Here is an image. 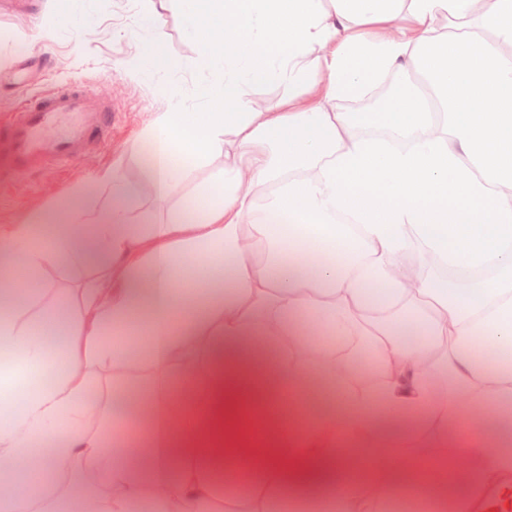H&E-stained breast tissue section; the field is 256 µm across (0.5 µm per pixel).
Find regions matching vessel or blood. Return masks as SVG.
<instances>
[{
  "label": "vessel or blood",
  "mask_w": 512,
  "mask_h": 512,
  "mask_svg": "<svg viewBox=\"0 0 512 512\" xmlns=\"http://www.w3.org/2000/svg\"><path fill=\"white\" fill-rule=\"evenodd\" d=\"M87 91L77 86L23 102L13 114L0 118V152L15 178L33 171L78 161L96 136L111 131L116 115L109 108L86 106ZM476 512H512V484L484 491Z\"/></svg>",
  "instance_id": "1"
}]
</instances>
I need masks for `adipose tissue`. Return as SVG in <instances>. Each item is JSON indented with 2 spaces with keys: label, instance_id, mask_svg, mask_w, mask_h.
<instances>
[{
  "label": "adipose tissue",
  "instance_id": "ef3b65f1",
  "mask_svg": "<svg viewBox=\"0 0 512 512\" xmlns=\"http://www.w3.org/2000/svg\"><path fill=\"white\" fill-rule=\"evenodd\" d=\"M176 1L216 81L170 96L208 111L156 113L138 180L117 162L98 176L111 207L0 226V266L24 277L98 265L75 320L0 290V512H76L90 483L93 512H454L512 474V0H153L143 25ZM402 15L393 38L362 30ZM391 74L372 115L245 97L322 77L347 101ZM214 158L189 212L129 223L125 200L167 198ZM338 336L366 340L380 390L355 389ZM105 371L135 390L131 434L109 436L110 400L88 401ZM290 89L288 84H266L258 85L247 89L246 98L254 105L261 101L264 106L261 108L264 112H285L288 111V105L284 101L288 98Z\"/></svg>",
  "mask_w": 512,
  "mask_h": 512
}]
</instances>
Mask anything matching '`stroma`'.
Returning a JSON list of instances; mask_svg holds the SVG:
<instances>
[{
    "label": "stroma",
    "instance_id": "1",
    "mask_svg": "<svg viewBox=\"0 0 512 512\" xmlns=\"http://www.w3.org/2000/svg\"><path fill=\"white\" fill-rule=\"evenodd\" d=\"M90 23L70 10L67 0H0V115L22 100L81 83L90 106L108 107L119 117L111 135L76 164L49 167L17 180L0 157V225L17 224L28 214L55 207L83 191L93 205L108 207L112 193L97 182L98 172L121 162L127 181H136L149 147L147 129L155 113L171 110L167 89L210 82L199 66L201 46L189 38L179 6L163 12V36L175 70L146 78L136 63L153 32L139 25L148 0H87ZM94 267L45 268L33 282V310L78 309V288Z\"/></svg>",
    "mask_w": 512,
    "mask_h": 512
}]
</instances>
